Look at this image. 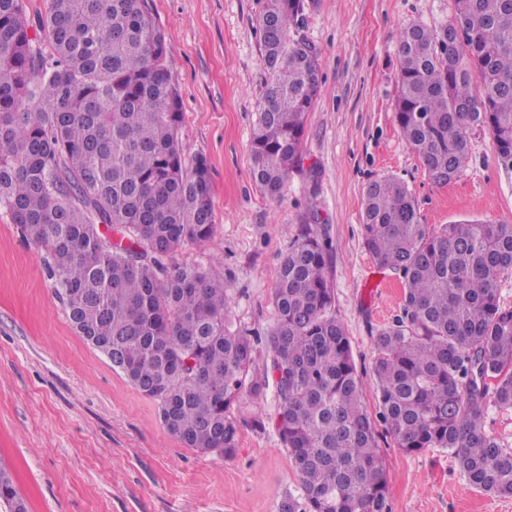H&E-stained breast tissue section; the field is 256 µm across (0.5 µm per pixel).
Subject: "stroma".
Masks as SVG:
<instances>
[{
    "label": "stroma",
    "instance_id": "obj_1",
    "mask_svg": "<svg viewBox=\"0 0 512 512\" xmlns=\"http://www.w3.org/2000/svg\"><path fill=\"white\" fill-rule=\"evenodd\" d=\"M169 45L183 102L179 136L205 157L215 224L204 244L178 247L176 265L215 264L234 301L232 325L264 337L276 312L278 268L300 225L334 250L336 315L376 413L373 341L402 310L398 273L363 244V191L392 175L429 227L467 220L512 224V170L490 134L470 132L462 174L430 179L394 118L399 30L438 29L453 0H306L298 35L318 54L320 91L306 115L301 166L284 195L252 177L250 139L268 77L256 19L264 0H148ZM46 247L29 243L0 211V471L28 512H279L300 482L277 429L275 386L242 396L234 456L203 454L163 426L157 403L134 388L74 329L48 276ZM389 512H512V497L468 486L451 452L407 454L380 433Z\"/></svg>",
    "mask_w": 512,
    "mask_h": 512
}]
</instances>
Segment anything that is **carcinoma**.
<instances>
[{"label": "carcinoma", "instance_id": "carcinoma-1", "mask_svg": "<svg viewBox=\"0 0 512 512\" xmlns=\"http://www.w3.org/2000/svg\"><path fill=\"white\" fill-rule=\"evenodd\" d=\"M304 0H266L258 18L269 80L251 139L252 176L282 196L301 165L317 54L293 38ZM399 129L428 176L461 174L469 131L485 129L512 169V0H454L438 31L398 36ZM182 100L147 0H0V210L49 249L47 272L78 334L157 402L167 431L200 453L235 454L231 409L274 377L279 432L303 491L279 512H389L375 418L336 315L330 242L303 224L272 288L271 370L229 321L213 265L168 267L175 247L214 231L207 160L179 139ZM363 242L401 274L403 315L374 337L378 419L398 448H445L469 486L512 496V450L487 434L488 401L512 409V224L430 228L395 177L365 188ZM113 228L111 240L101 228ZM0 501L24 500L0 476Z\"/></svg>", "mask_w": 512, "mask_h": 512}]
</instances>
